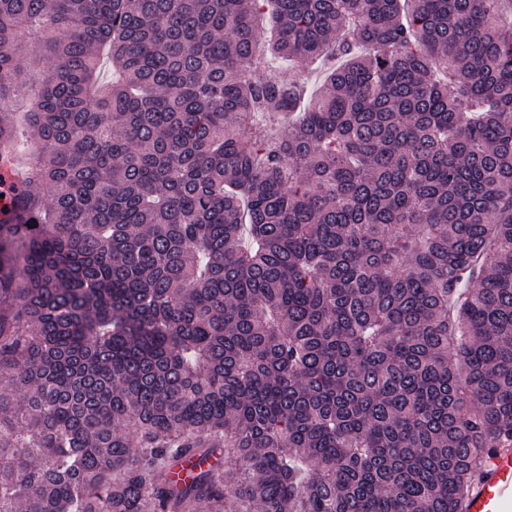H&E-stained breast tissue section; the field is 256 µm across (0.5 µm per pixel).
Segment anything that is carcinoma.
<instances>
[{
    "label": "carcinoma",
    "instance_id": "obj_1",
    "mask_svg": "<svg viewBox=\"0 0 512 512\" xmlns=\"http://www.w3.org/2000/svg\"><path fill=\"white\" fill-rule=\"evenodd\" d=\"M511 1L0 0V512H455L512 447Z\"/></svg>",
    "mask_w": 512,
    "mask_h": 512
}]
</instances>
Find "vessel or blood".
<instances>
[{"mask_svg":"<svg viewBox=\"0 0 512 512\" xmlns=\"http://www.w3.org/2000/svg\"><path fill=\"white\" fill-rule=\"evenodd\" d=\"M457 512H512V449L487 459L480 476L458 498Z\"/></svg>","mask_w":512,"mask_h":512,"instance_id":"obj_1","label":"vessel or blood"}]
</instances>
